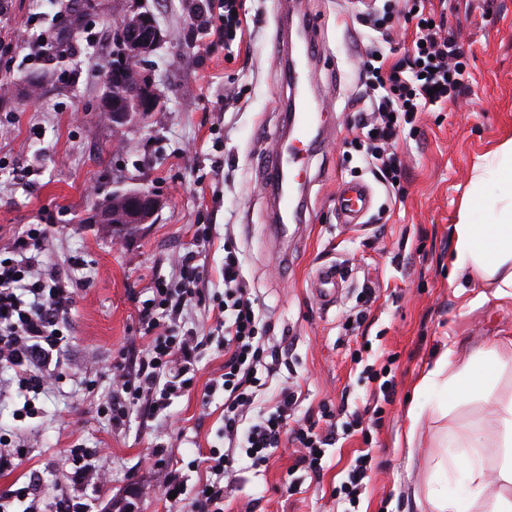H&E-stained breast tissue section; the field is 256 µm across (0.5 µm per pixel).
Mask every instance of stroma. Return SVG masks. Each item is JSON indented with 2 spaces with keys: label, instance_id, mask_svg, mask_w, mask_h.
<instances>
[{
  "label": "stroma",
  "instance_id": "stroma-1",
  "mask_svg": "<svg viewBox=\"0 0 512 512\" xmlns=\"http://www.w3.org/2000/svg\"><path fill=\"white\" fill-rule=\"evenodd\" d=\"M318 54L312 77L332 130L312 158L307 208L292 247L273 240L261 175L283 124L291 91L280 57L302 59L300 42L280 43V0H246L242 37L231 47L198 35L201 0H0V243L30 224L52 225L42 268L73 274L80 284L58 382L49 392L21 391L0 368V437L23 454L0 471V512H24L16 492L29 485L43 512H191V497L170 503V472L188 488L205 476L194 459L224 448V391L204 396L224 371V330L215 308L224 297V248L232 246L260 308L271 345L285 362L273 378L300 390L294 419L323 404L364 412L362 431L326 448L318 474L298 468L285 442L266 465L240 459L224 496V512H420L438 444L452 430L480 431L495 462L497 426L475 400L441 417L418 376L444 340L489 346L512 336V299H498L477 276L450 277L453 226L486 154L512 137V0H423L443 16L469 67L467 94L418 113L413 136L397 152L405 177L396 191L375 184L351 145L360 105L359 71L367 52L412 46L407 0H395L393 43L366 27L358 0H297ZM150 11L165 39L142 65L162 94V109L120 129L102 112L112 59V30L133 9ZM61 37L59 54L34 53L38 35ZM44 77L39 96H25L30 75ZM371 185L373 203L361 225L336 217L339 185ZM117 186L154 190L162 206L153 223L116 231L94 223L97 203ZM206 226V240L195 237ZM194 253L204 297L187 307L181 330L204 337L190 390L155 412L150 395L112 427L102 412L111 365L134 364L148 340L138 309L152 275L172 277L179 257ZM84 260L73 270L72 259ZM344 273L335 306L321 308L310 291L316 268ZM360 318L358 330L347 329ZM385 370L389 402L365 366ZM423 407L421 452L399 435L411 399ZM36 412L23 416L25 402ZM87 448L107 478H72L67 451ZM372 457L356 502L337 490L354 459Z\"/></svg>",
  "mask_w": 512,
  "mask_h": 512
}]
</instances>
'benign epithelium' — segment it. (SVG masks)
<instances>
[{"label": "benign epithelium", "mask_w": 512, "mask_h": 512, "mask_svg": "<svg viewBox=\"0 0 512 512\" xmlns=\"http://www.w3.org/2000/svg\"><path fill=\"white\" fill-rule=\"evenodd\" d=\"M162 32L152 13H135V23L129 24L124 18L114 28L113 44L123 55L124 64L137 74L139 83L135 90L136 108L122 106L110 99L103 102V111L112 113V126L127 123L133 112H154L161 101L160 91L144 77L138 64L148 58L161 44ZM112 196L122 201V206H102L96 209L95 219L100 224H150L161 207L159 196L142 187L115 188Z\"/></svg>", "instance_id": "benign-epithelium-1"}]
</instances>
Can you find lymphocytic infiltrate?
I'll return each instance as SVG.
<instances>
[{"label":"lymphocytic infiltrate","mask_w":512,"mask_h":512,"mask_svg":"<svg viewBox=\"0 0 512 512\" xmlns=\"http://www.w3.org/2000/svg\"><path fill=\"white\" fill-rule=\"evenodd\" d=\"M416 35L410 54L396 60L367 57L362 64L364 98L370 110L362 117L354 144L362 161L380 183L393 187L402 169L395 146L418 112L454 100L465 87L467 65L453 36L417 8H410ZM47 224H32L0 250V366L13 370L20 389L38 393L58 378L65 332L75 302L72 282L52 271H38L39 257L50 235ZM200 271L193 254L178 261V277L169 282L155 278L152 296L142 304L141 321L153 337L136 373L124 365L112 370V395L105 411L121 424L142 393H150L155 411L166 409L173 392L189 389V373L202 340L174 332L184 308L198 297ZM224 450L210 452L204 461L211 479L195 487L193 512H222L224 481L236 457L267 462L283 436L304 450L303 463L311 473L321 468L320 454L335 439L334 429L314 432L312 424L289 427L288 418L298 402L295 391L284 387L272 406H260L267 382L261 371L280 363L276 347L259 334L260 311L235 251L224 255Z\"/></svg>","instance_id":"1"}]
</instances>
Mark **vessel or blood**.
<instances>
[{"mask_svg":"<svg viewBox=\"0 0 512 512\" xmlns=\"http://www.w3.org/2000/svg\"><path fill=\"white\" fill-rule=\"evenodd\" d=\"M324 128L323 109L317 100H305L292 116L288 149L275 148L268 155L265 183L272 191V213L275 230L287 236L288 221L297 219L304 202L303 173L307 160ZM372 205V191L362 183L342 185L336 193V215L343 224H356ZM341 276L336 266L317 269L311 291L323 307L335 305Z\"/></svg>","mask_w":512,"mask_h":512,"instance_id":"1","label":"vessel or blood"}]
</instances>
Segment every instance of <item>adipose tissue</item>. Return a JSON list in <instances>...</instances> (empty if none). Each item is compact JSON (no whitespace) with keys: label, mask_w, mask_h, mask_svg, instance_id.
<instances>
[{"label":"adipose tissue","mask_w":512,"mask_h":512,"mask_svg":"<svg viewBox=\"0 0 512 512\" xmlns=\"http://www.w3.org/2000/svg\"><path fill=\"white\" fill-rule=\"evenodd\" d=\"M480 169L469 192L471 203L462 208L455 226L450 264L456 274L476 272L494 288L496 297L512 298V139L503 142ZM475 202L487 213V222L475 223L471 208ZM501 368L497 348L463 356L455 345L446 344L422 375L420 389H438L442 405L490 400L501 450L497 464L491 466L478 434L451 440L449 448L436 455L427 482L428 512H472L477 505L484 512H512V401L490 398ZM453 480L465 483L466 499L449 497L447 484Z\"/></svg>","instance_id":"adipose-tissue-1"}]
</instances>
